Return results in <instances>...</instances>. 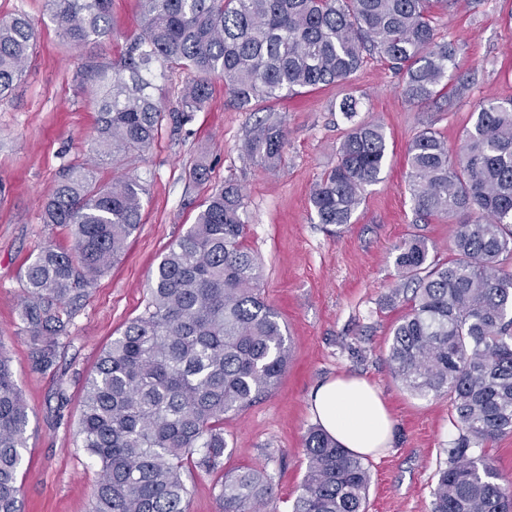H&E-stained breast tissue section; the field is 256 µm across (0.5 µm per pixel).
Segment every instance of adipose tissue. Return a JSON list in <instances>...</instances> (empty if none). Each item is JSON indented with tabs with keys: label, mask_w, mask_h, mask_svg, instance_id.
<instances>
[{
	"label": "adipose tissue",
	"mask_w": 512,
	"mask_h": 512,
	"mask_svg": "<svg viewBox=\"0 0 512 512\" xmlns=\"http://www.w3.org/2000/svg\"><path fill=\"white\" fill-rule=\"evenodd\" d=\"M310 400L315 421L349 452L366 457L387 448L392 435L390 414L365 380L329 379L313 390Z\"/></svg>",
	"instance_id": "ef3b65f1"
}]
</instances>
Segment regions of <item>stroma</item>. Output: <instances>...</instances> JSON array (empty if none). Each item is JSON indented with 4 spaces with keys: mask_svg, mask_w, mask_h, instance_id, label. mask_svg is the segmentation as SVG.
Masks as SVG:
<instances>
[{
    "mask_svg": "<svg viewBox=\"0 0 512 512\" xmlns=\"http://www.w3.org/2000/svg\"><path fill=\"white\" fill-rule=\"evenodd\" d=\"M511 10L512 0L434 4L438 41L453 43L461 71L475 74L468 96L447 111L409 103L398 77L375 55L347 82L268 102L271 119L288 132L275 169L243 162L256 117L237 110L223 80L212 78L204 111L186 122L165 121L142 157L97 167L100 185L133 173L143 178L141 224L119 262L85 288L55 364L37 372L19 319L23 270L46 244L68 245L66 229L42 222L41 203L63 170L85 164L94 146L95 107L74 75L81 63L119 59L141 30L142 12L139 0H112L111 39L73 50L43 0H0V17L25 12L38 31L22 81L0 99V351L28 407L23 512H91L99 465L77 438L84 384L103 348L143 313L158 258L229 179L242 188L243 244L261 261L260 293L279 315L290 357L271 393L225 416L231 448L225 469H266L274 496L265 512H291L306 471L304 435L314 424L310 394L327 378L352 374L377 388L393 422L389 448L366 460L368 512H430L437 472L459 430L447 397L411 395L395 378L391 330L407 304L390 294L398 280L396 246L418 235L440 259L451 258L454 225L441 217L416 219L406 190V151L428 128L458 147L483 100L512 98ZM349 93L361 101L358 119L382 124L388 153L380 182L367 187L351 224L337 228L318 223L310 195L335 166L351 126L333 107ZM200 162L209 173L195 182L189 171Z\"/></svg>",
    "mask_w": 512,
    "mask_h": 512,
    "instance_id": "obj_1",
    "label": "stroma"
}]
</instances>
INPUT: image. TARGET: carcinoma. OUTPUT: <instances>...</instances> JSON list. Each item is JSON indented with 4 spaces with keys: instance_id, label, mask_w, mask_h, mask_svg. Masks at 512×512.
I'll list each match as a JSON object with an SVG mask.
<instances>
[{
    "instance_id": "carcinoma-1",
    "label": "carcinoma",
    "mask_w": 512,
    "mask_h": 512,
    "mask_svg": "<svg viewBox=\"0 0 512 512\" xmlns=\"http://www.w3.org/2000/svg\"><path fill=\"white\" fill-rule=\"evenodd\" d=\"M143 26L118 61L92 62L75 78L97 107L95 163L63 171L42 203L43 223L69 231L70 247L48 245L25 266L20 320L34 367L56 361L71 305L117 263L140 227L146 193L139 176L95 181L97 163L143 154L167 118L154 96L171 70L188 74L178 96L183 120L201 111L209 80L224 79L236 108L308 87L345 82L368 52L400 77L409 102L461 99L473 78L458 75L457 50L436 41L435 3L455 0H140ZM110 0H45L49 19L73 47L112 36ZM37 44L22 13L0 18V96L11 93ZM453 152L435 132L407 148V190L417 218L465 216L454 257L442 260L411 236L394 265L412 297L392 329L389 361L413 395L449 398L459 437L438 471L431 512H512V493L483 448L512 432V99L487 101ZM288 133L258 121L242 158L269 169ZM383 127L355 124L336 165L315 185L317 223H351L366 188L381 180ZM241 189L228 182L157 263L145 313L101 353L84 386L77 437L99 465L94 512H188L184 468L215 473L220 512H262L273 498L266 469L224 473V416L278 384L289 349L278 313L265 304L262 267L243 246ZM29 414L9 359L0 352V512H20L18 483ZM307 470L292 512H367L363 458L318 426L304 439ZM481 452H476V449Z\"/></svg>"
}]
</instances>
